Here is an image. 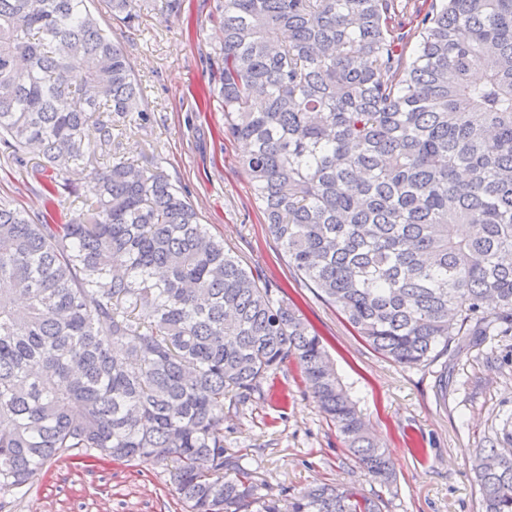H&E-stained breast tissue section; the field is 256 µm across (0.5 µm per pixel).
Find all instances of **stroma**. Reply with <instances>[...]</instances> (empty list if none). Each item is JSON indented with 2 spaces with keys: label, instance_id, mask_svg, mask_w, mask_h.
Returning <instances> with one entry per match:
<instances>
[{
  "label": "stroma",
  "instance_id": "35a3bbf8",
  "mask_svg": "<svg viewBox=\"0 0 512 512\" xmlns=\"http://www.w3.org/2000/svg\"><path fill=\"white\" fill-rule=\"evenodd\" d=\"M133 25L112 17L104 0L88 7L101 28L125 50L141 89L144 118L121 123L119 157L163 170L196 209L210 234L255 278L284 289L323 338L331 364L386 448L396 480L380 485L341 442L319 412L295 361L286 362L243 403L224 402V446L244 457L274 490L296 494L327 482L377 493L383 512H478L479 487L469 457L512 415V335L456 339L443 356L418 366L394 363L374 351L344 316L289 268L257 209L240 160L244 142L224 138V111L214 91L222 32L212 15L216 0H140ZM40 169L41 154L25 165L8 160L0 145V201L51 224L84 208L92 170ZM75 186V193L62 188ZM60 187L47 208L44 187ZM20 512H185L161 467L150 462L51 463Z\"/></svg>",
  "mask_w": 512,
  "mask_h": 512
}]
</instances>
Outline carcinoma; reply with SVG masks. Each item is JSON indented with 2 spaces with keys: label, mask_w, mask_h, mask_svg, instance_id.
<instances>
[{
  "label": "carcinoma",
  "mask_w": 512,
  "mask_h": 512,
  "mask_svg": "<svg viewBox=\"0 0 512 512\" xmlns=\"http://www.w3.org/2000/svg\"><path fill=\"white\" fill-rule=\"evenodd\" d=\"M107 6L137 19V0ZM215 10L224 139L249 143L242 167L297 276L399 364L512 330V0H440L415 30L396 0ZM140 99L86 0H0L14 159L35 146L54 170L86 165ZM86 208L50 224L0 203V512L48 464L92 458L161 466L186 512H381L326 483L285 498L224 448V398L291 357L355 461L396 481L296 305L161 171L115 157ZM471 463L479 512H512V420Z\"/></svg>",
  "instance_id": "obj_1"
}]
</instances>
